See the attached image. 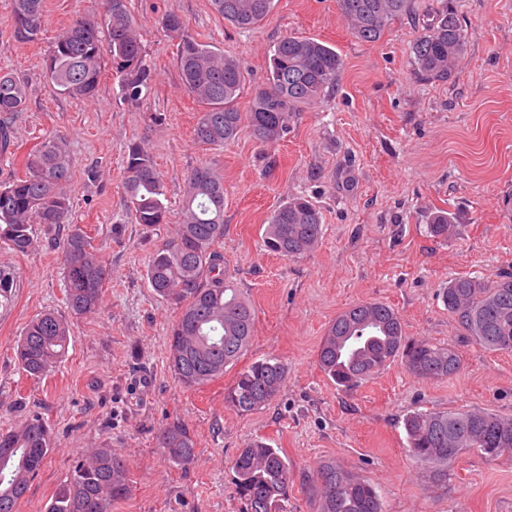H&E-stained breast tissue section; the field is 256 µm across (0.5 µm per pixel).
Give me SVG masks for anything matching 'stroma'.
Here are the masks:
<instances>
[{
	"label": "stroma",
	"instance_id": "obj_1",
	"mask_svg": "<svg viewBox=\"0 0 512 512\" xmlns=\"http://www.w3.org/2000/svg\"><path fill=\"white\" fill-rule=\"evenodd\" d=\"M450 3L466 28L467 51L452 81L431 83L417 78L410 42L439 0H415L376 43L351 34L337 0H274L246 30L225 23L211 0H131L155 72L135 109L122 102L113 67L90 100L61 94L44 78L50 39L76 18L102 14L103 0H44L47 33L36 44L14 38L12 0H0V69L30 93L12 122L15 145L25 152L42 137L66 138L70 221L112 270L100 308L70 319L67 355L47 377L32 379L18 369L16 345L41 311L67 312L59 260L66 229L34 225L36 246L25 254L0 247V268L14 277L10 301L0 305V428L35 413L54 438L18 512H45L74 459L106 445L129 462L130 492L112 512H243L232 461L257 439L284 453L292 512H316L303 480L326 462L368 481L383 512H512V460L472 449L423 468L403 429L414 410L512 418V352L459 336L441 300L454 278L512 273V0ZM165 14L241 61L243 112L284 36L326 42L344 68L334 90L299 112L275 146H258L246 129L230 143L203 145L194 139L202 106L183 88L175 42L160 25ZM153 112L163 121L151 123ZM134 141L154 155L171 218L179 216L191 169L208 165L224 179L218 248L256 320L236 366L197 389L181 387L169 367L167 333L179 312L146 278L149 256L170 229L145 232L124 210L123 156ZM92 164L93 180L86 175ZM296 195L319 207L322 235L305 256L289 259L269 252L262 233L273 210ZM442 210L455 224L445 240L428 232ZM363 301L395 309L409 338L454 346L460 372L427 382L396 361L356 388L333 384L317 363L318 347L336 316ZM266 357L288 365L279 397L247 414L227 406L224 390L238 369ZM172 421L197 441L194 462L181 469L156 446L158 429Z\"/></svg>",
	"mask_w": 512,
	"mask_h": 512
}]
</instances>
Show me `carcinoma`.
Here are the masks:
<instances>
[{
  "instance_id": "1",
  "label": "carcinoma",
  "mask_w": 512,
  "mask_h": 512,
  "mask_svg": "<svg viewBox=\"0 0 512 512\" xmlns=\"http://www.w3.org/2000/svg\"><path fill=\"white\" fill-rule=\"evenodd\" d=\"M274 0H212L224 21L252 28L265 19ZM129 0H104L103 14L80 17L58 34L48 53L45 77L56 90L89 99L99 88L102 70L112 61L120 74L124 103L137 107L153 82L143 60L138 28ZM412 0H338L341 16L359 40L379 41L396 19L411 10ZM14 37L23 43L43 40V0H13ZM162 25L178 40L176 62L185 91L203 109L194 136L199 143L222 146L235 139L242 123L263 147L275 145L302 108L336 85L342 57L331 46L309 37L286 36L273 49L264 83L252 91L249 111L237 99L245 86L239 60L199 41L177 15ZM467 38L458 14L441 0L432 18L414 32L410 50L415 70L425 82H447L456 60L466 52ZM28 87L10 73L0 72V153L15 154L10 138L12 120L26 109ZM24 176L0 185V246L24 254L35 247L32 224L69 223L72 208L67 191L70 157L65 139L44 138L22 157ZM125 204L134 223L153 231L169 223L166 185L153 155L140 143L127 145L124 156ZM452 217L444 211L430 217L432 237L448 238ZM322 233L319 208L305 196L291 197L268 219L264 246L283 257L310 251ZM224 238V179L207 166L192 169L178 224L168 241L151 253L146 276L154 293L181 308L168 334L169 365L186 389L224 375L248 346L255 312L228 278L224 255L216 245ZM65 300L75 317L98 310L110 269L94 251L91 237L71 225L60 245ZM442 300L461 334L492 350L512 351V274L496 279L459 277L443 289ZM70 327L65 318L47 310L30 321L18 340L17 361L26 376L40 379L65 356ZM416 378L438 381L461 370L454 348L403 336L401 319L381 302H360L336 316L323 337L317 362L338 386L359 385L396 359ZM288 376L277 358L252 362L224 390V402L244 414L271 404ZM409 452L423 465H446L471 449L491 460L512 459V419L485 410L420 412L403 420ZM157 448L175 467L190 465L197 442L183 425H163ZM53 448L44 418L0 431V512H16L31 479ZM235 492L245 512H291V476L279 448L253 441L235 461ZM125 457L105 446L73 461L68 482L53 496L46 512H112V503L129 492ZM318 502L317 512H382L374 488L332 462L308 478Z\"/></svg>"
}]
</instances>
